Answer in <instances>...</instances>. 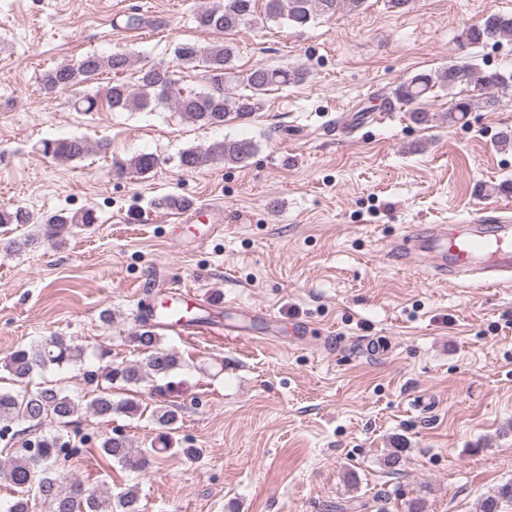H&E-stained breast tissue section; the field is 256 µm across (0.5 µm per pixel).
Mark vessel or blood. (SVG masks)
I'll return each instance as SVG.
<instances>
[{"instance_id":"obj_1","label":"vessel or blood","mask_w":512,"mask_h":512,"mask_svg":"<svg viewBox=\"0 0 512 512\" xmlns=\"http://www.w3.org/2000/svg\"><path fill=\"white\" fill-rule=\"evenodd\" d=\"M491 219L471 224H430L405 230L389 245L398 261L409 268L423 269L439 280L466 287H494L512 283V218L494 216V204H487ZM166 294L172 305L167 314L150 315L163 328L184 334L204 329L215 336H235L237 325L217 327L191 318L200 308L196 294L171 283Z\"/></svg>"}]
</instances>
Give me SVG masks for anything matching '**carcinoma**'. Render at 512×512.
<instances>
[{"label":"carcinoma","mask_w":512,"mask_h":512,"mask_svg":"<svg viewBox=\"0 0 512 512\" xmlns=\"http://www.w3.org/2000/svg\"><path fill=\"white\" fill-rule=\"evenodd\" d=\"M256 0H224L215 6L202 9L196 16L199 27L214 32L233 31L255 19ZM364 0H263V19H286L291 23L304 25L322 15L332 16L347 6L358 9ZM512 36V16L493 14L483 24L474 25L462 34V42L470 45L483 44L490 40ZM236 48L227 42H215L200 46L196 42L180 43L174 49V56L182 65H193L200 61L206 64L205 78L208 87L199 91L185 92L178 86L174 71L159 64L142 67L136 71V86L123 80L113 82L106 93V103L114 110L141 111L152 104H164L183 118L203 126L218 127L234 118L240 122L249 120L263 106L262 96L273 87L295 84L304 79L300 67L283 68L257 65L242 75L241 84L248 93H236L226 87L232 70ZM132 66L127 53L114 52L110 55L87 54L76 63H61L40 76L44 89L75 91L103 72L115 76L126 73ZM505 82L496 73H481L468 64L451 62L434 71L416 74L400 82L386 103L395 102L411 106L438 89L452 90L461 83L471 84L486 107H495L499 100L488 95V90ZM473 106V99H453L443 120L452 124L464 120ZM257 149L248 139L226 138L205 149L189 148L180 154V166L196 170L215 159L237 167L248 165ZM91 145L83 138L44 140L41 151L46 156L60 160L83 157ZM158 158L150 153H140L118 163L121 171L147 174L156 168ZM33 219L30 212L17 208H0V224H28ZM96 223L91 210L49 215L44 219L47 232L44 239L58 241L66 233L83 230ZM128 341L140 352L141 358L118 365L108 361L111 350L102 347L97 357L103 364L86 368L83 375L86 383L94 388L95 396L87 403L86 409L102 418L114 414L135 416L143 413L139 400L134 398L112 399V388L136 386L145 379L167 376L181 366L177 352L161 346L157 328L142 325L135 330ZM84 348L71 336L52 335L29 345L20 346L4 361V368L19 384L29 381L34 374L49 369L64 367L82 361ZM79 404L55 387H40L34 391L22 389H0V438L10 434L13 426L27 425L33 431L47 419L61 426L73 422L79 413ZM151 418L157 426V433L146 448L132 450L123 435H113L101 442L103 457L131 471L146 469L157 455L173 452L188 460L199 457L196 448H176L175 433L180 416L167 407L152 411ZM78 448L68 447L58 432L40 436L33 451L16 448L4 460L6 475L13 488L14 499L5 512H34L41 504L47 512H142L137 487L128 486L113 493L108 489L86 488L69 477L58 466L60 456L75 455ZM505 505L512 506V481L497 486L481 502L480 512H502Z\"/></svg>","instance_id":"carcinoma-1"}]
</instances>
